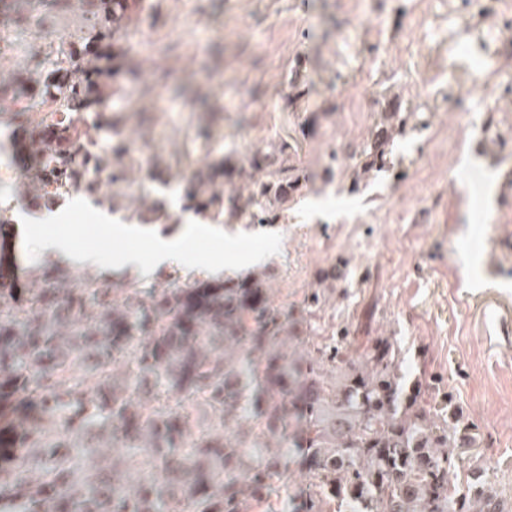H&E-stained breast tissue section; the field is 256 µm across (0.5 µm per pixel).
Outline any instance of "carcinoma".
<instances>
[{
    "instance_id": "obj_1",
    "label": "carcinoma",
    "mask_w": 512,
    "mask_h": 512,
    "mask_svg": "<svg viewBox=\"0 0 512 512\" xmlns=\"http://www.w3.org/2000/svg\"><path fill=\"white\" fill-rule=\"evenodd\" d=\"M139 0H0L23 32L42 14L81 12L82 25L49 39L32 65L0 72V117L20 126L38 171L15 188L51 206L77 182L112 172L126 181L128 145L110 153L77 146L92 119L110 131L121 111L114 48ZM376 124L359 151L369 172L385 163L391 121ZM246 195L224 194L216 174L184 182V200L227 223L273 224L302 188L285 147L257 152ZM153 224L165 208L137 212ZM43 287L24 298L0 288V411L15 421L14 452L0 464V512H276L272 496L288 456L266 438L301 434L313 482L308 512H512L490 486L461 493L450 483L457 435L427 392L401 384L391 341H370L349 356L347 328L314 348L305 370L280 350L288 313L268 298L266 269L224 280L166 279L150 287L128 279L108 288L97 270L70 278L64 265L33 264ZM69 283L65 294L55 284ZM95 379L94 387L86 385ZM177 392L179 399L172 400ZM251 419L245 430L242 423ZM125 449L119 458L108 446Z\"/></svg>"
}]
</instances>
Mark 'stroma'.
Returning <instances> with one entry per match:
<instances>
[{"instance_id":"stroma-1","label":"stroma","mask_w":512,"mask_h":512,"mask_svg":"<svg viewBox=\"0 0 512 512\" xmlns=\"http://www.w3.org/2000/svg\"><path fill=\"white\" fill-rule=\"evenodd\" d=\"M482 16L470 0H145L116 115L122 139L149 148L118 187L128 205L113 211L81 191L43 221L12 193L25 178L23 149L0 148V206L12 205L20 229L19 271L44 259L36 235L67 232L72 253L143 248L100 220L135 223L142 197L179 224L203 223L183 208L184 179L288 145L309 183L279 223L225 225L223 241H195L194 262L220 251L242 275L248 255L280 237L268 296L290 315L281 349L300 363L319 341L310 294L331 261L322 245L336 240L345 276L326 289L320 321L347 327L353 354L384 336L411 372L439 377L473 438L454 482L468 491L478 473L512 501V410L497 402L512 391V189H502L512 185V56ZM480 69L494 88L475 82ZM394 99L416 127L394 139L386 170L350 190L355 160L342 150L360 148ZM460 110L473 118L460 156L422 166ZM270 449L290 459L278 497L299 507L311 486L304 451L275 440Z\"/></svg>"}]
</instances>
